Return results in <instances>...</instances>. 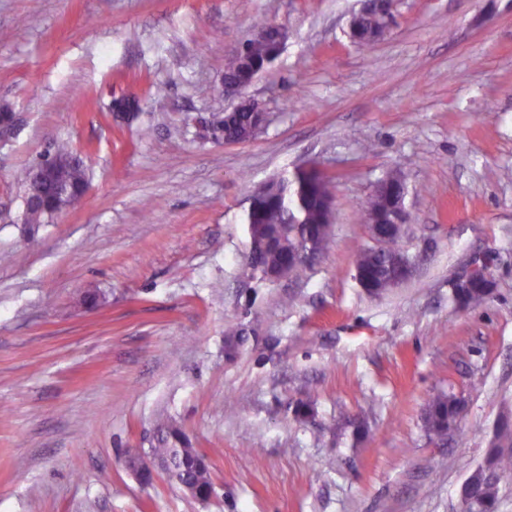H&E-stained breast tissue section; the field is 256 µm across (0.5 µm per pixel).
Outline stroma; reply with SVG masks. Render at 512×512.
<instances>
[{"label": "stroma", "mask_w": 512, "mask_h": 512, "mask_svg": "<svg viewBox=\"0 0 512 512\" xmlns=\"http://www.w3.org/2000/svg\"><path fill=\"white\" fill-rule=\"evenodd\" d=\"M363 3L0 0V512H461L512 414V0H395L368 51L347 34ZM258 16L287 34L244 92L268 121L227 144L204 125L237 102L224 58ZM59 140L89 190L24 224L17 174ZM311 164L336 185L326 250L306 277L245 286L249 194ZM396 168L418 271L372 297L360 202ZM475 262L494 292L462 309L450 283ZM440 392L466 408L438 442ZM163 423L206 455L209 499L127 468ZM256 334V329L244 323H238L227 329L224 336V348L229 356L236 353L244 344L246 336Z\"/></svg>", "instance_id": "35a3bbf8"}]
</instances>
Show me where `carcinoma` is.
<instances>
[{
  "mask_svg": "<svg viewBox=\"0 0 512 512\" xmlns=\"http://www.w3.org/2000/svg\"><path fill=\"white\" fill-rule=\"evenodd\" d=\"M379 23L377 17L368 15L351 34V40L359 47L372 44L370 33ZM282 52L278 44H260L249 53V61L258 70H264ZM251 115L236 113L224 124L223 136L233 142L249 140L248 127ZM65 178L74 185L87 182L83 161L76 160L64 167ZM334 197L331 177L312 167L297 170L291 179L274 178L266 192L254 197L253 205L246 212L249 249L243 256V275L248 280H264L269 270L288 260V255L312 251L330 237L328 217L321 206L325 198ZM52 213L30 204L24 211V223L43 224ZM402 244L390 238L383 246L364 244L354 255L353 265L359 284L364 290H373L376 296L388 294L394 283L392 259L399 254ZM491 293L485 288L473 286L453 294V299L468 307L484 305ZM256 334V329L238 323L227 329L224 348L233 355L244 344L246 336ZM465 410V402L453 394H439L427 404L424 424L427 435L441 441L448 429L457 424ZM158 446L149 454L167 463L168 475L182 483L194 486L199 495L208 497L213 482L205 455L196 448L185 445L178 430L163 424L158 427ZM512 474V423L502 421L490 442L483 460L464 481L461 494L478 500L482 512H497L501 481Z\"/></svg>",
  "mask_w": 512,
  "mask_h": 512,
  "instance_id": "obj_1",
  "label": "carcinoma"
}]
</instances>
